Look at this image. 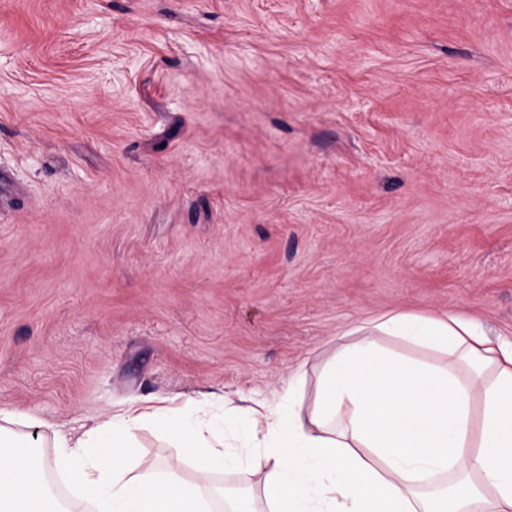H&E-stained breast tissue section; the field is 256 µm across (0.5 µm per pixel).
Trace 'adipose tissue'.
Wrapping results in <instances>:
<instances>
[{
  "mask_svg": "<svg viewBox=\"0 0 512 512\" xmlns=\"http://www.w3.org/2000/svg\"><path fill=\"white\" fill-rule=\"evenodd\" d=\"M149 416L133 404L83 430L53 424L49 457L16 437L43 419L0 407V512H61L45 481L60 461L95 512H210L182 469L222 468L223 438L166 415L163 431L192 453L144 467L133 449ZM252 436L264 512H512V345L449 315L392 312L339 338L287 420L253 409Z\"/></svg>",
  "mask_w": 512,
  "mask_h": 512,
  "instance_id": "obj_1",
  "label": "adipose tissue"
}]
</instances>
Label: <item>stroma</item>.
<instances>
[{"mask_svg":"<svg viewBox=\"0 0 512 512\" xmlns=\"http://www.w3.org/2000/svg\"><path fill=\"white\" fill-rule=\"evenodd\" d=\"M0 406L313 393L391 311L512 340V0H0ZM230 464L201 491L248 494Z\"/></svg>","mask_w":512,"mask_h":512,"instance_id":"1","label":"stroma"}]
</instances>
